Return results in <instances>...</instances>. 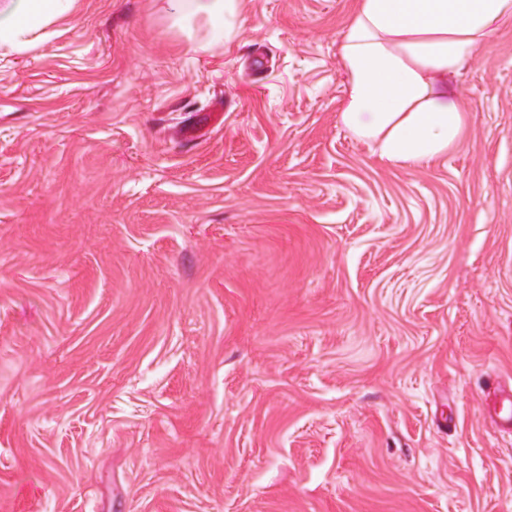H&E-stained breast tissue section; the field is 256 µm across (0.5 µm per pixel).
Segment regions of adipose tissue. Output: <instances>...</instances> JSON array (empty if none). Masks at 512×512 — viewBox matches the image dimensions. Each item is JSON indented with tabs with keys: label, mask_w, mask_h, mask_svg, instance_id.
Segmentation results:
<instances>
[{
	"label": "adipose tissue",
	"mask_w": 512,
	"mask_h": 512,
	"mask_svg": "<svg viewBox=\"0 0 512 512\" xmlns=\"http://www.w3.org/2000/svg\"><path fill=\"white\" fill-rule=\"evenodd\" d=\"M74 0H0V46L69 14ZM175 23L206 20L214 40L234 0H167ZM512 25V0H360L342 37L350 81L339 121L379 156L427 166L458 148L465 114L452 80L483 43Z\"/></svg>",
	"instance_id": "ef3b65f1"
}]
</instances>
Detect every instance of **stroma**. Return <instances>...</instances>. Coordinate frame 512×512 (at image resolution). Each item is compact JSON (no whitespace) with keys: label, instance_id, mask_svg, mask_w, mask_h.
Listing matches in <instances>:
<instances>
[{"label":"stroma","instance_id":"stroma-1","mask_svg":"<svg viewBox=\"0 0 512 512\" xmlns=\"http://www.w3.org/2000/svg\"><path fill=\"white\" fill-rule=\"evenodd\" d=\"M357 7L0 49V512H512V27L400 167L338 121ZM486 415L502 430L512 431V394L507 396L494 395L486 401Z\"/></svg>","mask_w":512,"mask_h":512}]
</instances>
